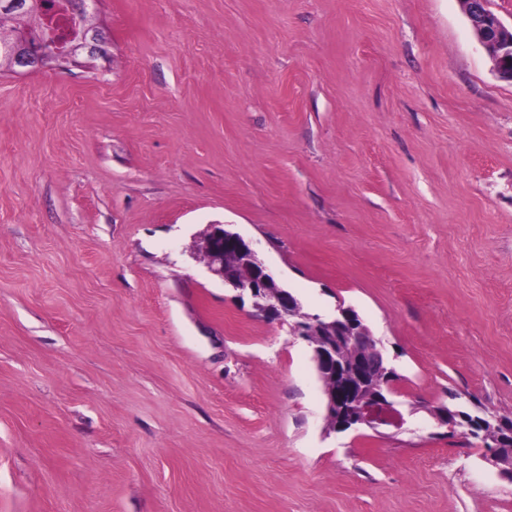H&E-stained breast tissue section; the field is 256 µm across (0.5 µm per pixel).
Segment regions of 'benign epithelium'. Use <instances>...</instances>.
I'll use <instances>...</instances> for the list:
<instances>
[{
    "label": "benign epithelium",
    "instance_id": "benign-epithelium-1",
    "mask_svg": "<svg viewBox=\"0 0 512 512\" xmlns=\"http://www.w3.org/2000/svg\"><path fill=\"white\" fill-rule=\"evenodd\" d=\"M468 18L477 41L491 53V61L496 74L502 79L512 77V70L505 71L504 62L512 59V27L505 26L490 10V0H459ZM107 38L97 26L82 28L73 43L65 49L55 47L37 55L27 51V44L21 39L9 52L7 62L12 72L21 74L30 68L65 69L77 63L78 56L86 52L93 56L105 52ZM204 257L209 270L220 277L224 284L247 292L254 299V305L269 320L285 322L299 315L301 305L289 290L281 287L269 270L259 259L253 244L237 232H232L222 224H211L204 238ZM232 256L236 266L246 271V276L224 264V257ZM305 321L328 330L332 340L319 344L313 349L316 370L322 379L331 386L325 389L327 399L326 418L339 423L343 431L369 428L374 431L381 426L396 428L404 424L401 413L394 402L388 398L392 389L381 390L382 383L377 372L384 370L385 357L368 328L362 323L354 310L342 305L337 306L335 314L325 317H307ZM361 348L360 355L352 370L341 360L338 348L343 346ZM512 440V426L499 425L497 440L487 447L492 452L484 459L499 474L512 480V466L495 452L502 443Z\"/></svg>",
    "mask_w": 512,
    "mask_h": 512
}]
</instances>
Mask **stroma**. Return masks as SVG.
<instances>
[{
    "label": "stroma",
    "mask_w": 512,
    "mask_h": 512,
    "mask_svg": "<svg viewBox=\"0 0 512 512\" xmlns=\"http://www.w3.org/2000/svg\"><path fill=\"white\" fill-rule=\"evenodd\" d=\"M105 53L0 74V512H512V82L459 0H100ZM212 224L352 307L402 428L326 434L310 345ZM204 257L209 270L224 281V285L248 292L254 305L269 320L286 322L298 316L301 305L289 290L282 288L269 268L259 259L256 249L238 232L223 224L209 225L203 242ZM224 256H233L236 266L247 274L240 277L235 269L224 264Z\"/></svg>",
    "instance_id": "35a3bbf8"
}]
</instances>
